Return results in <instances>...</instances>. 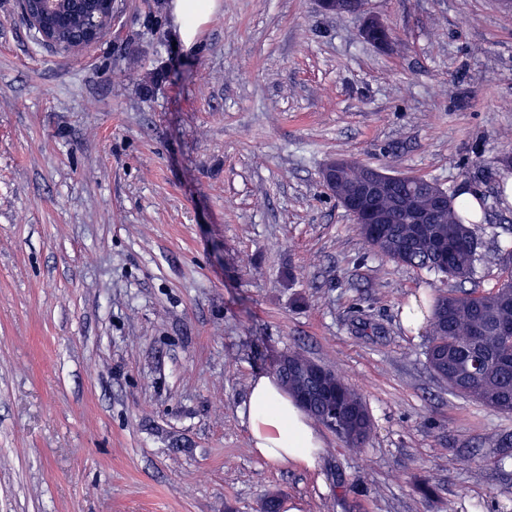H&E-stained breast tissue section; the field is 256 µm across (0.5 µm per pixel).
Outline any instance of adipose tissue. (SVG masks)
Instances as JSON below:
<instances>
[{
  "label": "adipose tissue",
  "mask_w": 512,
  "mask_h": 512,
  "mask_svg": "<svg viewBox=\"0 0 512 512\" xmlns=\"http://www.w3.org/2000/svg\"><path fill=\"white\" fill-rule=\"evenodd\" d=\"M217 7L216 0H172L175 30L184 47L195 46L200 28ZM246 415L252 443L263 458L302 469L315 467L322 440L276 376L253 379Z\"/></svg>",
  "instance_id": "obj_1"
}]
</instances>
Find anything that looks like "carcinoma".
<instances>
[{
	"label": "carcinoma",
	"mask_w": 512,
	"mask_h": 512,
	"mask_svg": "<svg viewBox=\"0 0 512 512\" xmlns=\"http://www.w3.org/2000/svg\"><path fill=\"white\" fill-rule=\"evenodd\" d=\"M38 35H51L59 49L69 52L97 29H105L111 13L100 0H89L75 10L71 0H56L37 16ZM448 209L440 222L428 228L432 237L453 234L456 246L443 266L438 253L412 237V228L402 217L383 224L379 234L357 228L370 249L403 266L426 272L443 282L453 275L455 287L432 295L427 324L430 341L425 351L427 368L448 385V391L500 414L512 415V334L499 331L512 326V269L504 263V276L490 289L466 288L473 282L476 262L481 259L482 239L468 205L448 195ZM273 369L288 392L308 388L312 381L305 369L312 359L290 347L280 354ZM326 385L336 391V403L345 407L336 416V435L352 454L367 447L373 420L362 395L329 368H322Z\"/></svg>",
	"instance_id": "carcinoma-1"
}]
</instances>
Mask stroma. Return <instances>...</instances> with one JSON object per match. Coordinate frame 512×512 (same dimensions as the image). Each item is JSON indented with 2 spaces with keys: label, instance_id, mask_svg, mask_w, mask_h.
Masks as SVG:
<instances>
[{
  "label": "stroma",
  "instance_id": "1",
  "mask_svg": "<svg viewBox=\"0 0 512 512\" xmlns=\"http://www.w3.org/2000/svg\"><path fill=\"white\" fill-rule=\"evenodd\" d=\"M18 2L0 0V512L512 506V416L451 394L403 320L430 275L370 253L320 181L346 157L466 188L486 250L512 244V0H370L387 52L316 0H218L191 50L171 0H112L111 34L65 54ZM291 345L363 395L361 455L323 427L314 469L256 453L244 403Z\"/></svg>",
  "mask_w": 512,
  "mask_h": 512
}]
</instances>
